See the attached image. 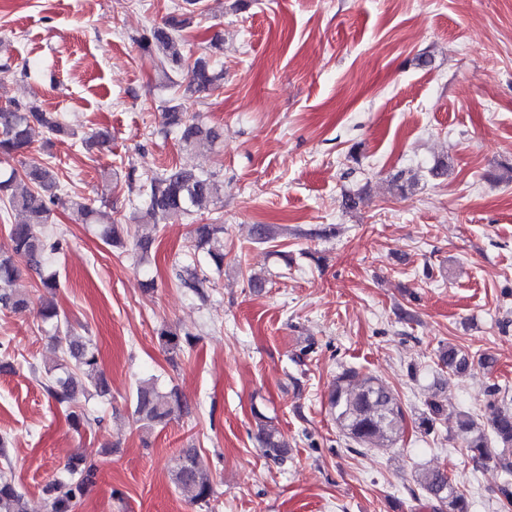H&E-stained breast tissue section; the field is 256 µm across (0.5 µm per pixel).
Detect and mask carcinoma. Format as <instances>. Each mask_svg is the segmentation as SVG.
I'll return each instance as SVG.
<instances>
[{"instance_id":"1","label":"carcinoma","mask_w":512,"mask_h":512,"mask_svg":"<svg viewBox=\"0 0 512 512\" xmlns=\"http://www.w3.org/2000/svg\"><path fill=\"white\" fill-rule=\"evenodd\" d=\"M190 23L188 18L171 16L160 26L138 39L140 49L159 59L163 68L173 72L187 70V85L183 97L218 89L224 79L204 57L186 64L184 44L180 31ZM168 124L177 129L183 148L203 152L210 149L220 134L201 121L186 116L187 107L178 98L164 106ZM40 125L51 134L68 133L66 126L52 113L42 111L34 103H15L0 108V202L24 216L21 224L8 225L12 252L0 254V283L12 282L20 273L17 260L36 271L42 270L52 255L60 250V242L52 239L47 225L52 206L62 200L65 186L57 179L55 168L48 162L26 161L31 151V130ZM18 161L20 168L10 166ZM421 170H402L392 178L396 191L404 195L418 183ZM137 197L147 204L149 213L159 223L201 211L216 203L220 185L216 176L205 170H188L170 165L153 172L135 186ZM68 202L85 224L99 226L101 239L118 244L121 238L118 224L107 212L68 198ZM194 234L198 247L206 250L209 265L221 271L224 268V225L197 224ZM179 286L204 301L207 299L205 276L196 269L182 267L177 276ZM0 307L14 312L28 308V300L7 292L0 293ZM38 316L55 326L62 353L74 362L75 371L65 376L46 372L43 388L48 397L68 411L71 425L79 430L85 425L101 424L99 417L91 418L83 411L71 409V402L80 390L92 389L98 395L108 392V385L99 369V353L91 340L71 333L69 321L61 317L50 298L41 303ZM159 346L171 355L191 344V337L180 336L168 328L157 334ZM442 364L453 373L466 371L472 361L463 349L450 345L440 355ZM330 408L336 423L345 436L360 448L379 449L393 442L404 431L405 411L399 398L379 379L356 369L344 370L337 378L330 395ZM448 399L439 392L431 393L424 402L425 409L415 420L422 435L434 433L442 421L448 419ZM133 415L143 427L151 428L167 423L186 409L177 388L160 390L155 382L145 380L137 384L133 394ZM455 436L477 464L494 462L505 475L512 474V409L502 407L490 420L483 422L468 412L457 414ZM258 442L265 457L278 461L287 453L286 443L277 427L265 422L259 424ZM98 465L77 455L65 465V474L50 483L52 493L50 512H72L76 501L93 482ZM175 486L190 494L197 503H207L213 493L212 482L199 455L189 448L183 452L172 475ZM416 483L426 496L437 502L436 512H469L470 501L441 468L424 469L416 475ZM0 512H28L9 472L0 469Z\"/></svg>"}]
</instances>
